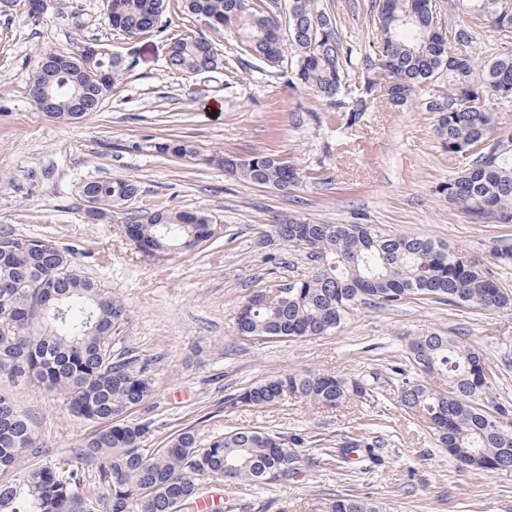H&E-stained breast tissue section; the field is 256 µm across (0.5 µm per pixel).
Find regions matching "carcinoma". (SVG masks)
I'll return each mask as SVG.
<instances>
[{"instance_id": "obj_1", "label": "carcinoma", "mask_w": 512, "mask_h": 512, "mask_svg": "<svg viewBox=\"0 0 512 512\" xmlns=\"http://www.w3.org/2000/svg\"><path fill=\"white\" fill-rule=\"evenodd\" d=\"M168 0H110L109 23L129 38L152 32ZM190 13L214 30L234 33L236 55L226 61L203 37L173 42L167 68L199 73L257 60L269 68L291 60V81L316 94L336 121L354 124L368 98L385 83L392 105L413 102L417 89L448 75V91L425 102L438 114L436 133L459 165L457 176L434 192L473 224L512 223V136L497 135L496 102L512 99V50L480 63L470 31L446 24L433 0H374L376 40L359 54L342 43L335 18L316 0H185ZM484 12L497 29H512V10L502 0H464ZM64 55L42 54L33 82L53 90L33 99L55 119L78 120L112 96L129 64L97 45ZM359 73L349 84V72ZM158 150L182 160L201 157L188 140L169 139ZM228 174L254 185L288 191L300 187V165L268 153L206 157ZM94 204L93 220L118 224L140 253L151 257L194 250L219 233L204 211L157 210L126 220L127 204L139 194L129 178L94 180L81 189ZM270 242L304 252L314 264L306 278L250 293L239 305L235 328L257 340L289 341L340 330L358 306L395 307L409 299L453 308L511 311L512 290L466 251L408 235H391L371 224H317L293 219L270 226ZM493 264L512 265V242L491 248ZM126 307L105 285L80 274L75 254L52 241L25 234L0 235V378L27 380L63 396L72 416L103 423L79 447L83 452L54 463L26 467L39 450L29 417L0 393V512H187L203 484L227 479L268 485L297 473L301 440L258 427L239 428L203 444L181 430L148 454L145 423L126 419L149 397L147 365L115 353V336ZM398 402L427 424L440 447L463 469L512 471V406L491 397L493 385L480 349L460 336L433 331L409 339ZM377 395L365 377H338L305 370L262 380L232 397V404L269 409L298 399L338 409L354 398ZM384 442L343 436L316 460L365 470ZM89 472L98 484L84 483ZM324 512H388L377 501L336 495Z\"/></svg>"}]
</instances>
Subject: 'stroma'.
<instances>
[{"mask_svg":"<svg viewBox=\"0 0 512 512\" xmlns=\"http://www.w3.org/2000/svg\"><path fill=\"white\" fill-rule=\"evenodd\" d=\"M335 17L344 44L367 49L375 35L373 0H319ZM449 24L473 37L486 60L512 48V36L490 18L465 13L455 0H436ZM0 15V233L46 238L75 254L81 274L112 288L126 305L117 349L149 361L152 392L131 419L151 430L154 450L191 427L200 442L238 427L259 426L305 440V461L293 477L270 485L232 487V512H321L326 495L350 493L386 503L392 512H512V472L459 471L423 422L397 399L393 370L405 339L430 331L463 336L480 347L491 369L512 344V312L455 311L426 300L393 309H359L336 334L261 343L238 336L234 314L256 289L306 275L304 252L269 245V225L291 218L323 224H372L465 250L488 261L493 244L512 240V224H473L433 192L457 166L435 133L434 113L416 103L392 107L380 98L352 127L325 119L316 95L288 77L239 69L172 73L166 59L175 39L202 36L232 56L236 42L170 0L152 34L128 39L112 30L107 0H42ZM104 45L130 65L126 79L98 111L71 123L46 116L28 95L43 51H74L75 40ZM306 112L305 122L295 120ZM185 139L204 155L246 158L273 153L301 165L303 184L288 194L228 177L204 160L190 164L161 153L158 143ZM127 177L140 192L133 218L159 208L204 210L220 233L195 250L156 259L137 252L114 224H91L79 195L89 180ZM305 369L371 376L382 394L340 409L297 400L266 411L228 405L229 395L260 380ZM32 420L46 463L78 450L95 423L72 417L62 399L24 381L0 379ZM374 433L383 457L364 476L338 466L316 468L311 457L340 435Z\"/></svg>","mask_w":512,"mask_h":512,"instance_id":"obj_1","label":"stroma"}]
</instances>
